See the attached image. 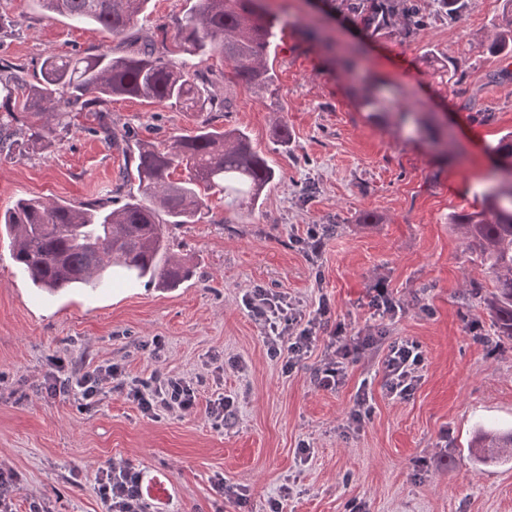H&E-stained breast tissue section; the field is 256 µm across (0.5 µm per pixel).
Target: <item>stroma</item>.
I'll return each instance as SVG.
<instances>
[{"label": "stroma", "instance_id": "35a3bbf8", "mask_svg": "<svg viewBox=\"0 0 512 512\" xmlns=\"http://www.w3.org/2000/svg\"><path fill=\"white\" fill-rule=\"evenodd\" d=\"M193 0H149L127 39L93 25L46 18L36 0H0L12 19L0 33V59L38 72L51 53L112 56L156 41L173 62L184 55L174 35ZM288 24L270 57L276 78L259 92L212 59L207 87L223 111L185 112L136 98L113 99L117 134L167 143L202 120L244 131L279 174L257 206L227 207L210 195L197 224L169 230L172 251L193 274L162 290L116 270L95 290L47 296L34 288L0 236V463L13 476L14 512H105L96 476L125 462L165 496H147L149 512H512V467H475L466 440L477 426L512 429V345L500 344L480 294L495 282L468 249L451 214L485 206L486 176L499 139L512 132V75L483 51L503 0H467L462 21L440 0H419L424 28L399 38L369 34L325 0H264ZM317 26L337 50L359 48L354 71L308 39ZM458 62L463 87L425 58ZM375 85L386 116L360 107ZM410 112L398 122L396 110ZM434 113L447 136L435 144L415 116ZM288 140L280 142L279 125ZM78 118L48 148L0 155V214L21 197L74 206L124 200L137 179H123L127 159ZM327 227L323 247L307 245L308 225ZM401 307L380 318L370 305L377 286ZM286 296L302 314L327 300L331 323L377 338L369 357L349 365L333 392L315 387L323 357L317 341L302 367L286 373L264 343L244 299L254 289ZM420 343L421 379L403 401L384 388L382 357L393 339ZM90 371L118 365L127 383L180 378L198 394L195 412L143 413L126 390L103 385L91 403L50 396L54 363ZM373 410L361 427L347 417L360 386ZM232 398L235 415L210 417ZM240 486L225 502L218 479ZM288 487L280 497V487Z\"/></svg>", "mask_w": 512, "mask_h": 512}]
</instances>
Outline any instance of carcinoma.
<instances>
[{"label": "carcinoma", "mask_w": 512, "mask_h": 512, "mask_svg": "<svg viewBox=\"0 0 512 512\" xmlns=\"http://www.w3.org/2000/svg\"><path fill=\"white\" fill-rule=\"evenodd\" d=\"M149 0H38L50 18L76 24L95 23L113 37L127 33ZM259 0H196L179 24L175 39L189 59L173 64L156 54L148 40L131 54L81 57L47 55L37 82L25 68L0 61V92L10 100L0 112V152L23 143L44 147L56 133L67 132L82 112L97 120L95 132L115 139L107 112L114 97L164 103L205 112L214 102L206 87L204 64L228 61L237 80L258 90L274 83L270 50L284 28L279 16ZM337 9L374 34L394 35L425 23L417 0H331ZM486 50L512 59V0H504ZM135 172L139 194H128L116 207L95 199L74 207L39 198H18L0 215V233L10 238L12 258L32 284L53 293L67 288L94 289L115 267L161 289L186 281L191 269L170 255L169 226L196 224L210 193H222L232 206H255L277 178L266 159L240 130H217L204 120L190 134L171 138L163 147L137 138ZM485 193L487 212L455 213L450 223L469 247L489 263L493 291L481 298L501 342H512V132L497 146ZM184 178L173 180L177 169ZM473 464L512 462V430L479 428L468 442Z\"/></svg>", "instance_id": "1"}]
</instances>
